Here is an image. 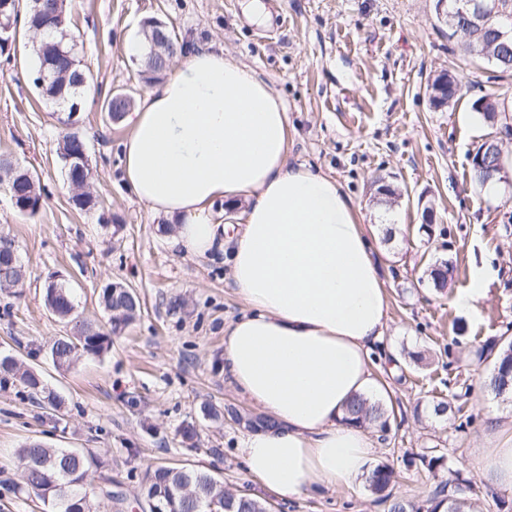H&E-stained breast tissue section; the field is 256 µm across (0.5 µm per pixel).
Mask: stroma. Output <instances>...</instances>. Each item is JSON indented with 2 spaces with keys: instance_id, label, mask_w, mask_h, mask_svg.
I'll use <instances>...</instances> for the list:
<instances>
[{
  "instance_id": "stroma-1",
  "label": "stroma",
  "mask_w": 512,
  "mask_h": 512,
  "mask_svg": "<svg viewBox=\"0 0 512 512\" xmlns=\"http://www.w3.org/2000/svg\"><path fill=\"white\" fill-rule=\"evenodd\" d=\"M69 17L96 79L79 131L99 210L71 202L57 155L65 129L32 84L34 57L0 55V155L36 170L42 192L32 218L0 192V236L13 241L26 270L18 286L0 291V352L39 372L65 401L53 418L18 384L0 386V512H41L17 489L15 454L32 439L100 454L95 483L118 486L123 500L95 495L97 512H142V476L155 464L207 470L227 490L258 491L238 446L242 428L201 411L206 404L258 410L221 368L224 326L244 311L228 262L169 249L172 224L151 214L121 179L126 127L101 110L113 91L136 100L147 92L137 77L141 57L129 46L151 18L174 25L181 40L206 43L252 68L287 108L289 163L335 178L373 228L388 302L378 376L389 430L374 432L370 462L394 468L393 495L423 502L452 470L493 486L472 448L512 437V399L476 379L493 369L481 349L512 338V224L503 221L512 213V184L493 198L476 189L470 154L491 131L474 101L490 94L512 100V78L451 49L435 0H69ZM441 72L463 89L436 109L427 86ZM379 177L400 191L396 206L376 203ZM422 202L435 212L426 228ZM444 259L455 271L439 291L427 270ZM479 274L486 298L471 310L457 307L456 295ZM55 275L71 288L76 316L95 324L108 320L100 295L109 283L135 289L143 304L110 351L81 357L65 373L48 356L65 330L44 305ZM417 353L422 361H414ZM463 387L462 412L433 414V398ZM189 423L197 428L191 442L182 436ZM438 455L448 469L429 468ZM262 498L279 512H387L364 482Z\"/></svg>"
}]
</instances>
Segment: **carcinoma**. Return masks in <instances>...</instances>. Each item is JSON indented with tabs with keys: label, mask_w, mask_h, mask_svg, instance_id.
<instances>
[{
	"label": "carcinoma",
	"mask_w": 512,
	"mask_h": 512,
	"mask_svg": "<svg viewBox=\"0 0 512 512\" xmlns=\"http://www.w3.org/2000/svg\"><path fill=\"white\" fill-rule=\"evenodd\" d=\"M448 16L443 22L448 26V38L456 40L460 52L472 59L483 60L494 66L503 75L512 74V40H497L495 30L512 22V0H470L471 6L462 11L463 0H447ZM55 41L42 39L32 43L33 54L42 63L55 56ZM167 70L166 60L156 59L138 72L146 83L159 78ZM448 79V94L440 96L434 88L442 79ZM462 88L457 77L447 74L436 76L430 83L428 94L434 107L446 106ZM474 110L482 119L500 126L505 134L509 129V104L496 96L488 95L474 103ZM21 198L38 206L41 202L39 177L18 183ZM454 266L443 261L428 271L433 287L442 290L448 287ZM25 277L23 264L12 261L11 253L0 249V290L18 285ZM101 302L109 314V330L74 316V304L67 288H46L45 305L57 318L70 325L64 335L54 338L49 355L53 364L62 370L70 369L84 354L100 356L112 345V337L121 334L141 312L138 296L128 300L122 295H112L105 288ZM7 374L28 389L39 408L54 416L64 407V400L42 383L33 370L24 367L10 355L0 356V374ZM489 387L499 396L512 395V342L503 344L494 357L493 372ZM344 421L361 426H374L384 433L388 428L385 408L378 403L359 396L347 406ZM102 464L101 457L90 451L72 448H49L38 440H31L19 448L15 465L20 470L23 483L19 491L39 500L44 512H94L90 493L94 477ZM394 470L381 464L371 470L368 485L377 498L388 504V512H438L448 504L449 512H480V502L475 496L479 487L469 479H462L450 470L448 478L439 482L433 496L423 507L410 501L395 498L391 493ZM144 501L159 493L168 504L167 512H264L266 504L254 497L242 498L224 492V481L201 470L160 465L146 470L143 480Z\"/></svg>",
	"instance_id": "obj_1"
}]
</instances>
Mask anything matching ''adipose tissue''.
I'll list each match as a JSON object with an SVG mask.
<instances>
[{
  "label": "adipose tissue",
  "mask_w": 512,
  "mask_h": 512,
  "mask_svg": "<svg viewBox=\"0 0 512 512\" xmlns=\"http://www.w3.org/2000/svg\"><path fill=\"white\" fill-rule=\"evenodd\" d=\"M180 55L124 116V182L174 224L172 249L231 252L245 312L224 328V376L273 420L240 441L248 473L283 498L351 484L373 442L343 417L378 387L388 309L360 209L335 179L289 164L287 112L254 70L202 44ZM222 201L244 208L229 245Z\"/></svg>",
  "instance_id": "adipose-tissue-1"
}]
</instances>
